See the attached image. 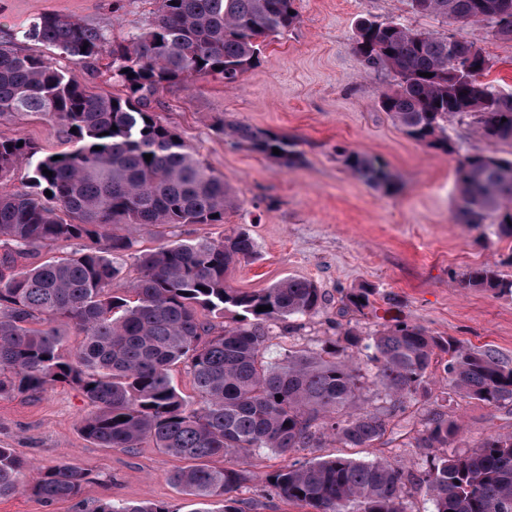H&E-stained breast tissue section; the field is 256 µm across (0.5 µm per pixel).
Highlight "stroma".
Masks as SVG:
<instances>
[{
  "mask_svg": "<svg viewBox=\"0 0 512 512\" xmlns=\"http://www.w3.org/2000/svg\"><path fill=\"white\" fill-rule=\"evenodd\" d=\"M299 20L288 32L268 38L260 61L236 83L211 78L158 88L151 105L158 119L193 147L222 175L237 199L220 224H184L162 235L147 226L138 246L151 249L164 238L219 239L246 229L256 254L237 264L231 287L260 291L297 277L315 282L326 297L323 308L294 327L274 329L266 358L276 361L291 350H317L337 325L353 323L366 332L402 317L431 335L493 349L512 364V295L468 286L471 267L488 264L512 278V238L492 229H473L457 221L455 168L470 154L512 147L492 146L464 121L451 120L450 151L407 138L378 106L381 92L394 86L387 71L365 70L353 50L361 21L399 22L446 34L442 19L414 14L408 0H296ZM153 0H0V40L44 13L83 19L122 39L147 27ZM489 55V81L512 93V39L486 23L463 30ZM242 123L297 138L302 165L277 160L235 144L220 122ZM0 136L23 138L43 154L65 149L64 137L42 116L27 114L0 121ZM368 152L383 159L396 176L389 193L368 187L340 161L337 148ZM372 287L381 296L368 316L340 313L341 293ZM392 296L394 304L383 301ZM89 406L75 388L57 385L29 396L0 398V447L35 465H69L89 474L82 494L48 505L26 493L0 498V512H95L100 501L169 503L195 512L197 500L168 481L176 461L144 443L133 452L100 448L84 439L79 422ZM448 417L461 426L453 449L466 452L492 433H512V408L494 407L450 395ZM427 449L402 442L384 448H349L334 440L299 452L298 457L381 458L419 473ZM270 451L249 459L244 499L260 500L262 512H304L282 498L264 495L270 472L288 465Z\"/></svg>",
  "mask_w": 512,
  "mask_h": 512,
  "instance_id": "obj_1",
  "label": "stroma"
}]
</instances>
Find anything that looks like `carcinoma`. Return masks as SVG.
<instances>
[{
	"mask_svg": "<svg viewBox=\"0 0 512 512\" xmlns=\"http://www.w3.org/2000/svg\"><path fill=\"white\" fill-rule=\"evenodd\" d=\"M155 5L148 27L118 42L92 24L57 14H43L21 32L23 40L91 69L111 44L107 71L125 87L123 98L94 94L44 56L24 52L12 39L0 42V118L38 112L69 143L55 160L27 140L20 147V139L0 137V397L33 396L57 384L78 388L91 407L80 422L82 435L100 448L126 452L149 442L182 462L168 479L204 505L197 512H255L257 503L237 492L250 481L246 464L257 452L287 455L326 437L352 448L391 442L403 403L432 397L430 374L443 354L451 392L512 406V365L491 349L433 336L405 319L371 333L340 328L319 352L290 350L269 362L265 342L273 328L318 313L325 298L314 282L292 277L261 291L230 287L229 270L256 253L245 230L220 240L134 249L133 233L143 226L222 224L234 206L224 177L156 119L150 96L170 83L237 82L259 62L265 40L299 18L295 0ZM409 5L451 25L488 22L512 37V0ZM354 52L367 69L399 77L396 88L382 92L379 107L408 138L446 149L448 120L458 118L488 142L512 146V93L482 80L492 64L475 42L363 21ZM225 133L287 167L303 160L297 140L287 135L241 123ZM340 156L370 188H393L395 177L377 156L347 150ZM22 165L30 171V190H6ZM455 177L458 222L493 224L498 236L512 237V159L466 155ZM71 239L90 245L66 258L30 261L34 250ZM129 259L137 276L116 288ZM466 283L512 294V279L490 265L471 269ZM377 295L374 288H351L341 303L363 315L374 309ZM227 311L235 313L232 326L217 323ZM61 324L81 337L76 349H68ZM184 361L200 396L196 405L171 376ZM368 384L391 406H364ZM446 401L428 409L416 437L418 447L438 449L418 477L434 512H512V434H489L470 451L450 453L460 426L448 419ZM213 457L235 464L211 467L206 461ZM87 480L81 468H39L0 447V497L25 491L52 504L79 497ZM409 482L382 459L344 457L313 458L267 478L279 497L308 512H407ZM96 512L175 510L165 502L109 499Z\"/></svg>",
	"mask_w": 512,
	"mask_h": 512,
	"instance_id": "cac0c4a2",
	"label": "carcinoma"
}]
</instances>
